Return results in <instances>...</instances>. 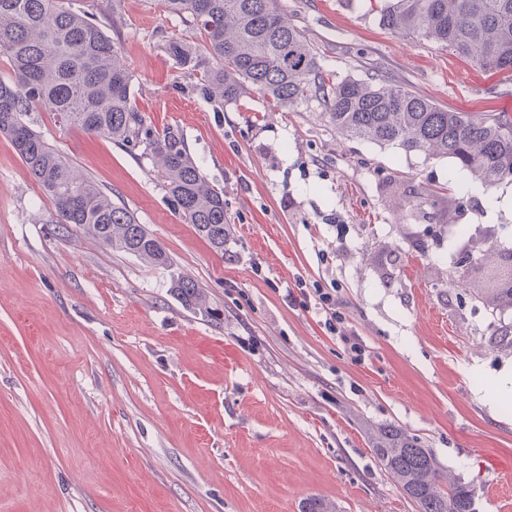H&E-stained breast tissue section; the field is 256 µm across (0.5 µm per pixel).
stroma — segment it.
Masks as SVG:
<instances>
[{
    "mask_svg": "<svg viewBox=\"0 0 512 512\" xmlns=\"http://www.w3.org/2000/svg\"><path fill=\"white\" fill-rule=\"evenodd\" d=\"M379 0H278L340 78L379 73L439 106L512 116V73L490 74L379 22ZM107 34L147 123L179 130L224 191L216 254L139 150L34 111L37 131L165 247L171 269L103 248L53 206L0 135V512H416L373 453L383 427L419 438L472 490L512 496V312L478 301L512 258V182L485 191L450 159L345 139L315 99L224 105L183 88L163 44L200 32L161 0H123ZM466 228L457 237L455 228ZM472 245L484 263L460 269ZM204 289L186 310L171 273ZM337 285L367 346L352 364L297 280Z\"/></svg>",
    "mask_w": 512,
    "mask_h": 512,
    "instance_id": "35a3bbf8",
    "label": "stroma"
}]
</instances>
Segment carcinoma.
I'll return each mask as SVG.
<instances>
[{"label":"carcinoma","mask_w":512,"mask_h":512,"mask_svg":"<svg viewBox=\"0 0 512 512\" xmlns=\"http://www.w3.org/2000/svg\"><path fill=\"white\" fill-rule=\"evenodd\" d=\"M189 17L202 45L184 39L163 49L191 92L219 103L255 92L286 108L315 98L337 133L406 153L446 157L487 191L512 182V120L499 113L461 112L383 76L335 79L305 32L280 11L278 0H163ZM121 0L99 18L65 0H0V59L13 73L0 79V134L7 136L54 207V223L77 224L102 247L169 268L162 244L126 207L82 176L25 121L33 109L52 112L83 132L141 156L161 169L165 189L183 220L217 254L230 235L224 190L207 180L177 131H158L138 110L133 74L104 31ZM383 27L426 40L486 72H512V0H391L379 11ZM171 290L195 314L211 316L207 296L193 279L174 274ZM374 454L418 512H474L471 490L447 478L418 439L394 429L380 432Z\"/></svg>","instance_id":"cac0c4a2"}]
</instances>
